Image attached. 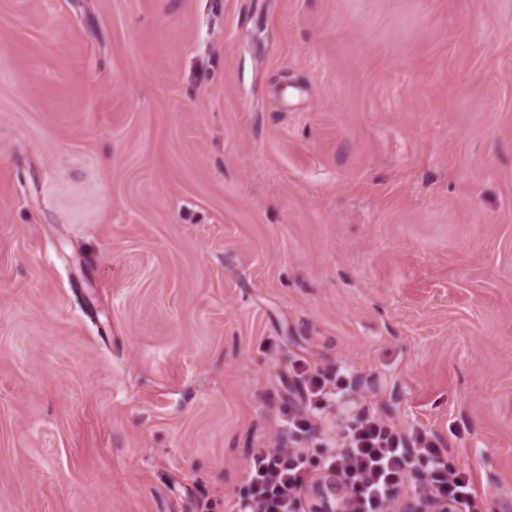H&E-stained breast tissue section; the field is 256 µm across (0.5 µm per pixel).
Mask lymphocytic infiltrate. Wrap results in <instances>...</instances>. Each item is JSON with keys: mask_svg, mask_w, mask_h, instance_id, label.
Listing matches in <instances>:
<instances>
[{"mask_svg": "<svg viewBox=\"0 0 512 512\" xmlns=\"http://www.w3.org/2000/svg\"><path fill=\"white\" fill-rule=\"evenodd\" d=\"M296 376L308 402L338 399L330 373L318 366L299 360ZM419 463L426 466L423 483L433 498L451 500L462 512H482L468 473L449 464L428 432L415 429L406 437L364 412L345 416L335 445L321 455L303 448L256 449L246 470L249 494L229 512H311L314 499L307 489L313 474L349 488L352 512H382Z\"/></svg>", "mask_w": 512, "mask_h": 512, "instance_id": "obj_1", "label": "lymphocytic infiltrate"}]
</instances>
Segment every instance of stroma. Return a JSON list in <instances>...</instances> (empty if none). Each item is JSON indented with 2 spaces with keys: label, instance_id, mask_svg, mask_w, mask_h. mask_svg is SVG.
<instances>
[{
  "label": "stroma",
  "instance_id": "stroma-1",
  "mask_svg": "<svg viewBox=\"0 0 512 512\" xmlns=\"http://www.w3.org/2000/svg\"><path fill=\"white\" fill-rule=\"evenodd\" d=\"M299 359L512 512V0H0V512H224Z\"/></svg>",
  "mask_w": 512,
  "mask_h": 512
}]
</instances>
